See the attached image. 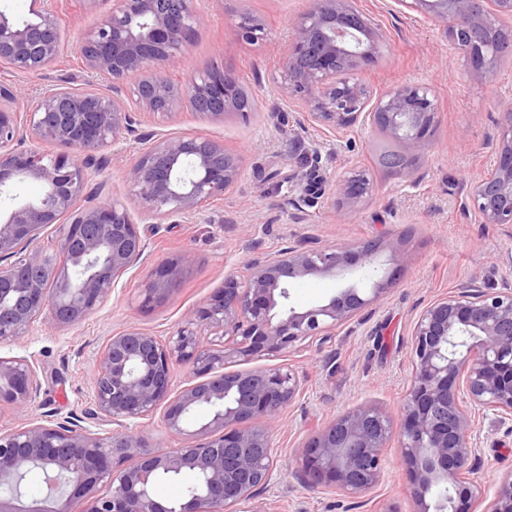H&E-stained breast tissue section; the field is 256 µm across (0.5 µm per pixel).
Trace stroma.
<instances>
[{
	"label": "stroma",
	"mask_w": 512,
	"mask_h": 512,
	"mask_svg": "<svg viewBox=\"0 0 512 512\" xmlns=\"http://www.w3.org/2000/svg\"><path fill=\"white\" fill-rule=\"evenodd\" d=\"M355 5L384 39L377 60L356 74L371 96L420 79L431 86L439 106L432 147L412 180L390 175L378 162L382 153L400 150L399 142L368 130L334 133L310 118L308 106L281 99L279 58L304 0H195L205 23L170 77L184 82L212 67L232 71L258 109L245 118L229 113L218 120L188 109L170 116L135 113L134 133L105 151L106 162L88 190L98 200L125 206L147 248L101 308L78 327L44 318L24 336L0 343V356L37 364L41 382L26 412L0 406L1 431L74 415L90 432L111 431L112 423L94 414L91 400L93 368L107 336L130 326L171 336L223 287L225 275L246 278V262L255 255L287 249L305 237L322 245L394 243L400 256L387 267L394 282L381 300L343 323L335 335L296 343L284 357L304 390L275 429L271 483L248 507L250 512H386L390 507L413 512L396 452L411 324L427 303L458 288L512 289V224L480 223L466 197L470 184L495 160L498 103L512 98V59L489 76L475 75L443 28L400 13L394 0H355ZM39 7L58 17L61 52L37 73L0 68V82L18 93L17 107L25 108L43 89L66 83L111 93V78L85 69L75 45L111 10L112 0H0V10L20 20ZM242 11L262 23L264 34L257 41L242 38L234 27L232 18ZM172 136L215 139L240 164L233 190L188 220L144 213L125 181L127 168L142 151ZM353 168L366 170L375 181L376 193L368 201L334 209L325 194L307 189L309 173H316L327 191ZM185 255L191 264L170 295L145 303L160 265ZM364 401L378 403L393 417L387 472L365 503L311 483L302 470L303 448L315 432ZM474 433L479 459L473 478L491 492L512 473V431L493 414L479 413Z\"/></svg>",
	"instance_id": "35a3bbf8"
}]
</instances>
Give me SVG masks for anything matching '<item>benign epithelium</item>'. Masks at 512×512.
I'll return each instance as SVG.
<instances>
[{
    "label": "benign epithelium",
    "instance_id": "1",
    "mask_svg": "<svg viewBox=\"0 0 512 512\" xmlns=\"http://www.w3.org/2000/svg\"><path fill=\"white\" fill-rule=\"evenodd\" d=\"M445 30L479 75L491 74L497 54L487 50L492 19L512 16V0H395ZM247 39L263 31L248 13L233 19ZM204 24L194 0H112V10L77 44L92 73L112 77V93L50 87L20 114L0 105V195L18 182L42 187L33 201L0 209V343L26 334L41 316L75 327L96 311L117 280L144 254L146 243L126 207L85 194L89 151L116 144L133 132V112L171 115L186 107L215 119L248 116L227 70H209L184 83L168 71ZM280 63L281 96L301 100L316 122L338 134L370 125L404 145L388 172L409 181L431 146L438 103L432 88L405 83L371 97L353 78L374 62L382 34L354 0H305ZM61 51L56 15L47 10L16 20L0 10V64L31 73L47 68ZM140 74L131 101L119 96L130 73ZM500 136L490 172L470 190L483 224H512V101L499 105ZM30 145H25V141ZM42 143L65 152L49 154ZM236 158L203 137L175 136L141 153L126 180L150 212L193 218L205 203L239 179ZM369 173L340 177L330 205L353 207L372 196ZM64 224L56 248L37 244L43 229ZM376 243L301 244L248 262L250 275L229 274L211 296L166 340L129 327L112 334L92 376L95 413L116 428L105 437L80 420L30 421L0 432V512H241L269 486L274 472V429L301 392L294 370L283 365L227 371L239 361L279 357L297 342L326 339L337 327L377 302L392 285L375 280L358 287L360 272L378 271ZM185 256L162 267L149 298L171 291ZM307 276H332L337 292L303 310L290 304V288ZM215 336L203 341L201 330ZM177 365L195 381L173 391ZM411 376L399 408L398 457L410 482L416 512H473L485 488L468 473L476 459L472 410L488 409L512 420V290L464 289L439 297L411 328ZM40 390L36 364L0 357V403L27 408ZM163 409L169 432L190 443H156L126 422ZM199 408L210 419L190 431ZM391 416L361 402L318 430L303 451L305 473L345 495L364 497L383 479ZM43 475L45 494L23 500L27 474ZM190 477L195 488L173 506L158 502L162 477ZM485 512H512V473L496 487Z\"/></svg>",
    "mask_w": 512,
    "mask_h": 512
}]
</instances>
